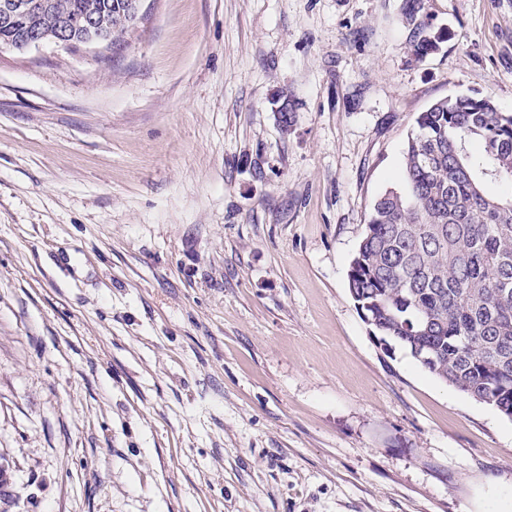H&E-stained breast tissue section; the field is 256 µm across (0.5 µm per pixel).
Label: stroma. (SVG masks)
Segmentation results:
<instances>
[{"mask_svg": "<svg viewBox=\"0 0 512 512\" xmlns=\"http://www.w3.org/2000/svg\"><path fill=\"white\" fill-rule=\"evenodd\" d=\"M416 1L141 0L116 44L0 50V512L512 492V420L348 290L419 113H512V0Z\"/></svg>", "mask_w": 512, "mask_h": 512, "instance_id": "stroma-1", "label": "stroma"}]
</instances>
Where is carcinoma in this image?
Returning <instances> with one entry per match:
<instances>
[{
	"instance_id": "carcinoma-1",
	"label": "carcinoma",
	"mask_w": 512,
	"mask_h": 512,
	"mask_svg": "<svg viewBox=\"0 0 512 512\" xmlns=\"http://www.w3.org/2000/svg\"><path fill=\"white\" fill-rule=\"evenodd\" d=\"M0 0V48L29 27L68 21L72 40H120L128 0H48L15 11ZM99 16L88 29L81 17ZM348 289L390 354L512 420V113L489 96H448L419 113L403 149L401 186L373 203L350 261Z\"/></svg>"
}]
</instances>
